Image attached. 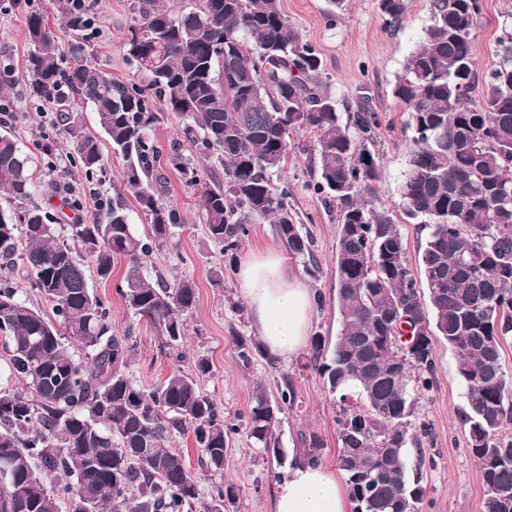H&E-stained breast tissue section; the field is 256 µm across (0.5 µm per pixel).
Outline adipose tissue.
<instances>
[{
  "label": "adipose tissue",
  "mask_w": 512,
  "mask_h": 512,
  "mask_svg": "<svg viewBox=\"0 0 512 512\" xmlns=\"http://www.w3.org/2000/svg\"><path fill=\"white\" fill-rule=\"evenodd\" d=\"M253 326L269 352L290 359L307 347L314 295L288 270L279 251L248 254L236 268ZM273 512H350L343 485L323 466H292L279 484Z\"/></svg>",
  "instance_id": "adipose-tissue-1"
}]
</instances>
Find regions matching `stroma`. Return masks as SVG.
Returning a JSON list of instances; mask_svg holds the SVG:
<instances>
[{"instance_id": "stroma-1", "label": "stroma", "mask_w": 512, "mask_h": 512, "mask_svg": "<svg viewBox=\"0 0 512 512\" xmlns=\"http://www.w3.org/2000/svg\"><path fill=\"white\" fill-rule=\"evenodd\" d=\"M482 4L474 47L478 72L483 75L499 61L497 39L504 27H512V0H482ZM281 7L303 40L320 53L322 79L329 91L343 101H353L361 89L371 98L379 118L373 131L377 178L371 200L377 208L392 212L408 254L416 255L424 234L416 225L403 223L399 209L412 133L406 127L405 108L394 98L392 88L407 56L430 23V0H407L402 20L393 26L387 24L380 0H348L340 12L330 0H281ZM34 9L47 17L62 48H69L71 43L56 0H0V71L11 73L17 81L13 91L0 96V105L14 114L11 121L0 123V132L13 134L29 156L36 203L47 208L56 204V192H72L81 202L77 220L95 224L104 217V202L122 187L123 161L111 157L110 179L96 193L89 190L84 173L69 165L64 152H57L52 163L42 153L40 144L44 134L53 131L54 116L28 98L22 84L28 52L25 18ZM132 19L131 0H99L96 61L122 81L137 77L136 68L123 49ZM154 137L162 150L178 147L208 182H223L222 167L196 151L180 117L169 115ZM313 138V132L307 130L291 134L280 178L288 184L289 203L303 232L314 242L318 263L312 276L297 263H289L288 268L308 288L322 294L324 304L314 311L311 331L330 337L335 335L339 320L334 298L339 226L335 212L326 208L322 195L314 189L317 162L308 150ZM163 176L159 198L177 211L180 221L171 239L148 258L145 271L153 279L183 277L196 286L197 302L187 316L183 349L190 357H208L212 373L202 379L201 385L236 427L224 460V482L235 489L226 512H273L277 477L288 474L290 467L263 458L247 435L244 419L254 389L261 386L268 394H275L281 371L292 375L298 404L281 415L282 441L286 448H298L305 436L317 433L324 443L321 463L330 470L336 460L334 401L319 374L303 368V356L281 361L276 369L260 357L247 367L239 363L234 338L254 335L255 330L238 290L234 267L225 264L219 248L208 239L198 189L187 184L174 169L164 168ZM218 267L224 270L220 284L212 277ZM123 270V261H116L109 279L93 274L89 285L109 304L115 333L134 326L138 344L131 374L138 384L149 387L170 373L175 359L165 349L159 329L146 319L132 317L125 309L116 292ZM455 365L456 357L447 343L437 341L433 385L416 395V422L427 426L428 433L420 441L409 443L407 475L420 477L426 490L421 512H481L482 481L478 465L468 451V429L463 417L466 405Z\"/></svg>"}]
</instances>
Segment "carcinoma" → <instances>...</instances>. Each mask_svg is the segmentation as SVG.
Here are the masks:
<instances>
[{
  "label": "carcinoma",
  "instance_id": "1",
  "mask_svg": "<svg viewBox=\"0 0 512 512\" xmlns=\"http://www.w3.org/2000/svg\"><path fill=\"white\" fill-rule=\"evenodd\" d=\"M75 10L59 0L74 42L63 52L40 12L28 13L26 93L57 113L69 160L88 178L106 181L105 148L122 157V179L150 220L134 232L129 204L112 196L97 224H62L28 204L31 178L16 140L0 134V512H224L232 488L203 482L224 471L235 428L203 391L209 360L179 348L197 291L187 278L152 280L144 260L178 225L177 212L156 197L162 164L201 186L207 234L224 255L237 250L247 225H273L288 255L317 271L313 241L301 234L288 205L284 167L290 135L314 133L317 192L336 210L334 341L311 339L304 367L338 397L336 470L352 512H419L425 490L406 475L415 392L429 389L435 340L448 343L464 385L469 452L483 486V512H512V379L503 346L512 340V34L498 39L500 61L483 78L474 41L482 0H432V18L396 78L393 95L412 132L401 211L427 231L410 263L392 213L368 200L376 165L367 141L377 125L371 98L355 105L333 96L322 60L302 40L280 0H197L181 10L138 0L123 47L139 77L120 81L95 63L94 5ZM392 24L406 0H380ZM97 115L101 135L79 112ZM202 131L200 153L224 168V185H209L178 149L163 154L153 132L169 114ZM126 270L116 293L127 310L158 326L177 364L144 387L130 374L133 326L112 332L111 310L88 286V266L101 279L115 260ZM23 265L28 288L53 317L22 299L12 280ZM389 318L393 332L379 330ZM245 367L276 358L254 337H235ZM277 398L256 389L246 429L254 447L281 465L317 462L322 440L312 434L288 458L279 414L297 405L292 377L280 373ZM190 434L200 471L168 448ZM373 462L383 479L370 484Z\"/></svg>",
  "mask_w": 512,
  "mask_h": 512
}]
</instances>
